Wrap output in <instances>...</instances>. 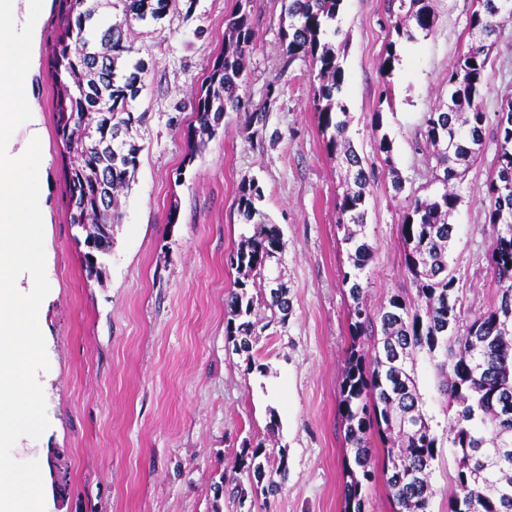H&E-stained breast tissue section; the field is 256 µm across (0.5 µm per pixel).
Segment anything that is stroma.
Masks as SVG:
<instances>
[{"label":"stroma","mask_w":512,"mask_h":512,"mask_svg":"<svg viewBox=\"0 0 512 512\" xmlns=\"http://www.w3.org/2000/svg\"><path fill=\"white\" fill-rule=\"evenodd\" d=\"M287 0H251L255 31L242 96L245 109L224 116L217 134L186 162L196 123L194 100L224 50L237 0H168L159 20L136 23L127 64L145 62V86L130 105L141 151L112 253L102 278L90 277L81 231L68 222L62 146L53 121L48 57L57 7L42 16L38 68L25 91L41 109L46 155L44 226L50 291L38 321L49 362L38 379L49 428L21 437L14 459L38 461L45 512H345V427L338 412L350 351L351 269L338 231L336 202L346 171L328 154L313 102L309 62L286 63L281 17ZM437 24L399 46L392 75L380 60L388 36L387 0H344L340 37L347 135L373 179L364 235L375 257L361 279L377 306L410 291L401 222L414 197L438 190L433 161L415 148L424 117L448 93L449 66L472 43L468 19L477 0H434ZM512 95V24L501 28L484 73L488 115ZM254 112L264 123L250 125ZM393 141V167L378 150ZM496 154L494 128L459 181L448 255L467 317L487 311L495 284L487 274L492 235L481 191ZM405 188L395 192L393 175ZM258 182L259 209L282 231L271 262L288 288L284 328L259 337L251 355L226 336L225 300L239 274L231 266L249 225L237 212L242 183ZM280 428L268 430L270 420ZM286 457L288 479L269 502L239 507L216 496L243 442ZM451 448L433 464L429 512H448L456 491Z\"/></svg>","instance_id":"35a3bbf8"}]
</instances>
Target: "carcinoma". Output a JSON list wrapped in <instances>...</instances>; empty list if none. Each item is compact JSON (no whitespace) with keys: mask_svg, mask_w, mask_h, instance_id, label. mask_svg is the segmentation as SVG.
Here are the masks:
<instances>
[{"mask_svg":"<svg viewBox=\"0 0 512 512\" xmlns=\"http://www.w3.org/2000/svg\"><path fill=\"white\" fill-rule=\"evenodd\" d=\"M344 0H288V25L282 26L288 65L303 58L317 70L314 76L316 112L329 135V154L347 165L346 188L336 203L342 241L349 245L353 272L344 275L353 301L351 351L340 385L339 412L344 423L346 457L345 512H366V486L382 477L394 512H427L433 495V462L443 440L423 410L417 384V359L433 363L438 391L446 398L448 447L457 458L456 487L449 512H512V98L497 114L498 149L491 178L481 191L486 223L492 229L489 257L498 283L496 297L483 314L467 320L460 300L452 297L455 277L448 252L455 227L449 218L460 196L451 189L459 168L482 151L487 113L480 102L488 63L486 40L512 22L507 0H480L469 18L475 44L448 68V102L428 113L417 142L433 148L434 179L444 191L416 197L402 220L404 264L417 300L391 296L377 312L368 308L361 274L373 261L371 245L359 238L364 227L371 175L346 137L347 108L342 99L343 68L332 37ZM167 0H58V33L49 71L55 85L53 119L63 147L68 190L69 223L83 227L86 237L101 238L112 248V236L101 228L118 223V195L128 187L138 165L140 147L128 140L144 114L129 110L147 72L144 62L128 73L119 60L134 51L133 22L158 19ZM396 39L387 43L381 70L391 75L398 60L397 44L413 42L437 23L433 0H388ZM121 11L122 19L99 25L101 12ZM254 28L245 6L228 19L224 53L208 68L194 112L198 126L191 136L188 161L217 132L224 113L242 106L247 59ZM258 185L239 190L238 212L253 233L230 258L243 280L225 303L227 339L233 350L250 353L258 332L268 324L254 319L257 309L271 311L270 321L286 324L287 288L269 289L270 301L251 294L247 278L266 279L268 263L279 253L277 225L254 221ZM372 366H367L366 357ZM376 430L384 448L383 462L373 456L369 432ZM288 478L286 455L270 464L263 446L245 445L239 453L232 488L237 502L260 492L277 494Z\"/></svg>","mask_w":512,"mask_h":512,"instance_id":"carcinoma-1","label":"carcinoma"}]
</instances>
